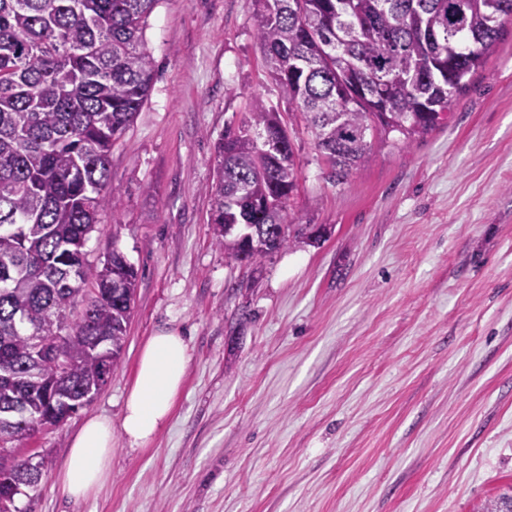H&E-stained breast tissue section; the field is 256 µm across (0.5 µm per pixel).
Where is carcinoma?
I'll use <instances>...</instances> for the list:
<instances>
[{"instance_id":"1","label":"carcinoma","mask_w":512,"mask_h":512,"mask_svg":"<svg viewBox=\"0 0 512 512\" xmlns=\"http://www.w3.org/2000/svg\"><path fill=\"white\" fill-rule=\"evenodd\" d=\"M159 0H0V437L21 442L74 413L96 388L95 340L125 344L138 272L112 250L85 262L87 235L116 202L108 192L112 145L148 100L155 69L144 39ZM254 36L279 96L303 114L336 180L372 158L367 135L405 144L432 132L512 20L492 0H256ZM208 223L214 244L238 263L242 235L228 224L285 227L276 248L304 235L288 223L297 186L294 143L279 108L262 105L216 143ZM95 284L79 321L68 314ZM122 288L114 287L116 283ZM68 358L34 362L32 338ZM34 487L21 463L0 454V512L13 486Z\"/></svg>"}]
</instances>
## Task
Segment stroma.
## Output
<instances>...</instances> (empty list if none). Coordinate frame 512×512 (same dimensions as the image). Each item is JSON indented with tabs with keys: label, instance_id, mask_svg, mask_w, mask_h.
<instances>
[{
	"label": "stroma",
	"instance_id": "35a3bbf8",
	"mask_svg": "<svg viewBox=\"0 0 512 512\" xmlns=\"http://www.w3.org/2000/svg\"><path fill=\"white\" fill-rule=\"evenodd\" d=\"M149 99L113 148L117 203L83 247L122 251L138 286L119 366L63 424L18 445L43 464L17 512H478L512 496V23L443 123L374 139L339 184L278 99L254 0H158ZM279 103L313 234L256 262L213 242L215 143ZM183 329L170 423L118 441L112 478L70 501L56 474L91 416L120 420L138 351Z\"/></svg>",
	"mask_w": 512,
	"mask_h": 512
}]
</instances>
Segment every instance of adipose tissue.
<instances>
[{
  "instance_id": "1",
  "label": "adipose tissue",
  "mask_w": 512,
  "mask_h": 512,
  "mask_svg": "<svg viewBox=\"0 0 512 512\" xmlns=\"http://www.w3.org/2000/svg\"><path fill=\"white\" fill-rule=\"evenodd\" d=\"M190 360V347L177 330L163 328L148 337L138 354L120 422L92 416L72 436L57 474L62 496L88 499L110 479L116 438L141 447L167 426Z\"/></svg>"
}]
</instances>
